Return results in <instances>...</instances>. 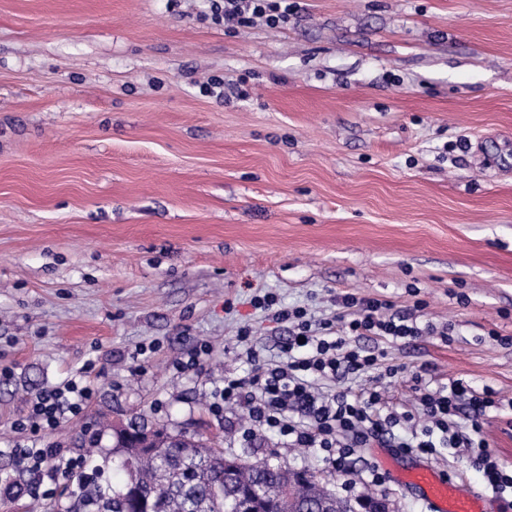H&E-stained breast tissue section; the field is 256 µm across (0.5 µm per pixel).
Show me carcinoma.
I'll return each mask as SVG.
<instances>
[{"mask_svg": "<svg viewBox=\"0 0 512 512\" xmlns=\"http://www.w3.org/2000/svg\"><path fill=\"white\" fill-rule=\"evenodd\" d=\"M139 435L150 449L136 448ZM112 439L113 470L124 478L97 496L93 512H286L299 502L310 503V512H353L350 501L327 496L306 470L267 460L242 465L202 440L178 441L164 427L131 422L113 428ZM227 472L234 474L230 485Z\"/></svg>", "mask_w": 512, "mask_h": 512, "instance_id": "obj_1", "label": "carcinoma"}]
</instances>
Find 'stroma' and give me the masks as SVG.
Masks as SVG:
<instances>
[{
    "label": "stroma",
    "instance_id": "1",
    "mask_svg": "<svg viewBox=\"0 0 512 512\" xmlns=\"http://www.w3.org/2000/svg\"><path fill=\"white\" fill-rule=\"evenodd\" d=\"M267 292L319 319L347 292L422 299L419 324L448 335L384 344L405 366L390 405L417 374L512 399V0H297L284 27L232 31L209 0H0V473L34 442L11 427L29 399L94 360L86 411L49 440L94 435L104 488L100 423L135 421L426 512L395 449L344 474L270 432L244 441L241 408L210 413L248 368L239 327L277 356L251 304ZM204 341V370L175 373ZM482 433L512 468V409Z\"/></svg>",
    "mask_w": 512,
    "mask_h": 512
}]
</instances>
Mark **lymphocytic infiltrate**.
<instances>
[{"label": "lymphocytic infiltrate", "instance_id": "f902f5d3", "mask_svg": "<svg viewBox=\"0 0 512 512\" xmlns=\"http://www.w3.org/2000/svg\"><path fill=\"white\" fill-rule=\"evenodd\" d=\"M294 9L293 0H210L211 19L219 25L246 27L260 20L277 29ZM253 304L272 311L283 328L279 355L263 359L253 329L240 327L236 342L252 362V372L225 378L210 404L216 413L233 405L245 407L243 440H254L260 430L272 431L291 446L319 449L343 473L352 471L359 449L374 441L417 456L463 448L488 490L497 494L512 488V473L500 468L482 436L487 412L503 406L494 389L478 391L455 379L435 389L416 386L410 410L400 412L385 402L380 383L402 367L383 365L382 353L366 350L362 342L378 337L394 343L433 333V326H418L414 310L399 311L390 300L349 293L337 298L338 311L329 319H314L302 307L281 306L271 292L255 296ZM101 375L95 361L85 362L61 386L32 399L16 430L37 436L54 430L66 414L82 413L93 395V381ZM357 377L366 380L359 389H337L338 381ZM10 454L16 472L35 475L49 496L55 495L60 479L84 472L88 465L86 457L57 444L14 448Z\"/></svg>", "mask_w": 512, "mask_h": 512}]
</instances>
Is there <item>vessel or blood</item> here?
Instances as JSON below:
<instances>
[{
    "instance_id": "obj_1",
    "label": "vessel or blood",
    "mask_w": 512,
    "mask_h": 512,
    "mask_svg": "<svg viewBox=\"0 0 512 512\" xmlns=\"http://www.w3.org/2000/svg\"><path fill=\"white\" fill-rule=\"evenodd\" d=\"M397 477L416 491L429 512H485V496L467 484L448 480L426 460L414 459Z\"/></svg>"
}]
</instances>
